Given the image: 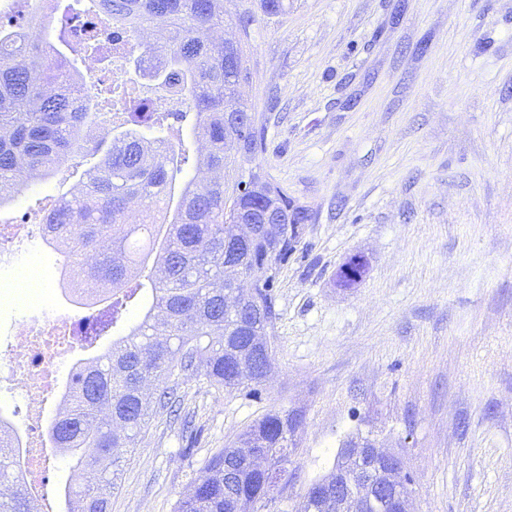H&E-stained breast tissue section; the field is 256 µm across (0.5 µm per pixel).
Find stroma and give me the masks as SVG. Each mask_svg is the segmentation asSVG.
Instances as JSON below:
<instances>
[{"label":"stroma","instance_id":"35a3bbf8","mask_svg":"<svg viewBox=\"0 0 512 512\" xmlns=\"http://www.w3.org/2000/svg\"><path fill=\"white\" fill-rule=\"evenodd\" d=\"M248 29L240 93L264 130L260 167L307 206L275 290V359L252 401L180 379V421L154 417L111 512H177L200 469L271 411H296L298 479L264 512H291L347 441L368 439L411 476L413 512H512V0H224ZM72 180L32 184L0 225ZM47 288L0 310L9 329L71 313L63 256L15 240ZM366 270L337 283L350 258Z\"/></svg>","mask_w":512,"mask_h":512}]
</instances>
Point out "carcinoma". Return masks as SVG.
I'll return each instance as SVG.
<instances>
[{"label": "carcinoma", "instance_id": "1", "mask_svg": "<svg viewBox=\"0 0 512 512\" xmlns=\"http://www.w3.org/2000/svg\"><path fill=\"white\" fill-rule=\"evenodd\" d=\"M61 2L18 0L12 16L0 17V207L29 178L60 171L80 148L93 98H112L113 110L99 113L100 123L121 132L85 171L82 189L44 215L46 243L67 257V284L81 304L99 307L86 323L87 344L116 326L128 304L151 296L127 334L88 367H73L65 411L48 428L49 441L71 451L85 474L82 486L66 491L70 512H110L124 467L119 449L136 447L153 415L173 407L180 376L202 374L218 389L261 397L274 354L256 355L252 340L273 332L277 276L311 215L259 169L226 184V173L255 156L262 136L238 95L248 75L243 47L213 38L224 28V0H71L62 9ZM86 17L131 37L162 24L159 41L143 45V53L164 62L154 81L184 94L182 111L162 114L121 85L91 94L84 71L65 52L79 39L84 55L106 60L101 43L84 33ZM50 18L54 40L45 34ZM163 118L192 120V134L204 140L196 174H184L185 149L141 132ZM134 202L139 223L129 220ZM238 224L256 225L252 237L237 238ZM227 264L239 267L240 278L261 282L254 302L233 304L238 280L224 273ZM363 273L356 258L337 279L350 288ZM301 425L297 413H267L200 469L178 512L266 508L288 474ZM256 451L265 453L266 468L251 464ZM337 464L346 480L336 481L334 468L311 480L298 512H326L338 483L372 497L371 512L398 510L392 490L377 487L367 458L340 455ZM0 474L8 479L0 512H29L30 491L1 418Z\"/></svg>", "mask_w": 512, "mask_h": 512}]
</instances>
